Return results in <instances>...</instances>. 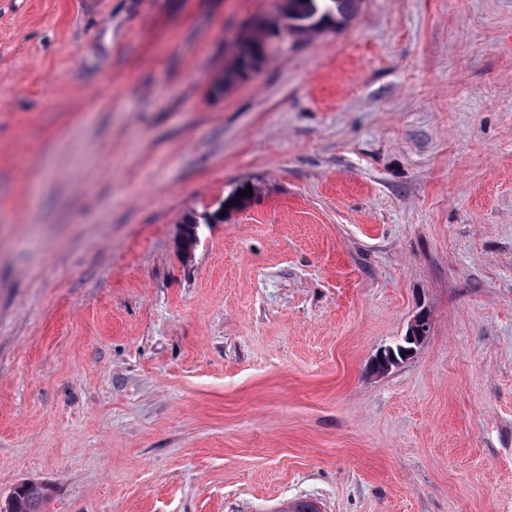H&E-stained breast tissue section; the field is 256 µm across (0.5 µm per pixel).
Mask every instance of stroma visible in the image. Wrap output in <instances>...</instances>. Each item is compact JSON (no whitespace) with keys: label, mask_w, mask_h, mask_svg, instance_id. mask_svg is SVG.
<instances>
[{"label":"stroma","mask_w":512,"mask_h":512,"mask_svg":"<svg viewBox=\"0 0 512 512\" xmlns=\"http://www.w3.org/2000/svg\"><path fill=\"white\" fill-rule=\"evenodd\" d=\"M279 4L0 0V512H512V0ZM362 1L280 0L276 16L258 18L239 34L236 50L224 70V87L265 64L269 45L280 30H286L279 37V40H285L289 35H311L336 29L357 16ZM223 220L224 212L223 210H219L212 215L207 214L200 218L195 215L186 216L180 225L182 226V232L186 242L194 247L198 239L200 224H213V222H223ZM47 488L38 483H23L11 497L10 512H40L43 500L47 497Z\"/></svg>","instance_id":"stroma-1"}]
</instances>
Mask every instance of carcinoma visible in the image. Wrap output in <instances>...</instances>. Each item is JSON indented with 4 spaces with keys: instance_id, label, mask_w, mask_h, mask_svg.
<instances>
[{
    "instance_id": "obj_1",
    "label": "carcinoma",
    "mask_w": 512,
    "mask_h": 512,
    "mask_svg": "<svg viewBox=\"0 0 512 512\" xmlns=\"http://www.w3.org/2000/svg\"><path fill=\"white\" fill-rule=\"evenodd\" d=\"M362 0H280L274 17L256 19L238 36L232 59L224 70V85L259 70L267 61L271 41L282 30L289 35L303 36L336 29L349 23L360 11ZM224 221V210L200 218L189 215L181 222L186 242L196 244L200 225ZM415 343L405 339L388 347L386 361L395 365L406 358ZM47 488L38 483H23L11 497L10 512H40Z\"/></svg>"
}]
</instances>
